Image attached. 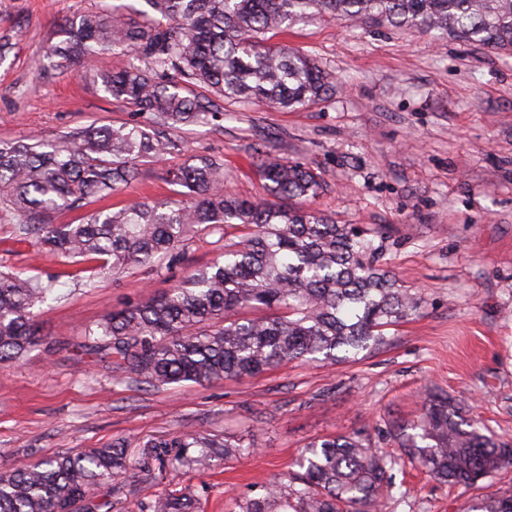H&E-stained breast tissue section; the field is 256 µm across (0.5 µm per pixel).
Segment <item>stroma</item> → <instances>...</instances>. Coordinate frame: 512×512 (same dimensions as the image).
I'll return each mask as SVG.
<instances>
[{
	"instance_id": "stroma-1",
	"label": "stroma",
	"mask_w": 512,
	"mask_h": 512,
	"mask_svg": "<svg viewBox=\"0 0 512 512\" xmlns=\"http://www.w3.org/2000/svg\"><path fill=\"white\" fill-rule=\"evenodd\" d=\"M111 2L0 0V43L10 45L0 62V140L134 120L83 73L41 69L64 20ZM275 40L315 54L333 96L288 112L239 104L233 118L187 127L185 154L142 165L109 205L172 197L165 166L189 154L223 160L230 192L256 199L266 196L258 174L265 154L302 162L325 186L308 207L381 230L390 270L423 300L419 316L354 362L156 388L85 351V327L166 292L219 257L236 230L192 238L162 269L103 276L99 260L73 264L15 241L2 211L0 268L54 278L56 290L39 317L43 344L0 367V475L120 438L127 469L97 487L95 512H139L140 503L183 489L204 512H230L235 496L288 473L312 439L359 433L378 452L395 453L387 422L417 420L430 388L462 400L466 419L512 441V56L345 21L299 22ZM180 435L238 436L254 451L198 471L177 465L175 449L148 445ZM391 475L384 512H466L484 489H512V471L468 491L408 463Z\"/></svg>"
}]
</instances>
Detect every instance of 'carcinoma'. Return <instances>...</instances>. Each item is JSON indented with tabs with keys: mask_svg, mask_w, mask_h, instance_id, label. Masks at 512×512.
I'll return each instance as SVG.
<instances>
[{
	"mask_svg": "<svg viewBox=\"0 0 512 512\" xmlns=\"http://www.w3.org/2000/svg\"><path fill=\"white\" fill-rule=\"evenodd\" d=\"M151 17L127 4L67 19L45 54L49 66L91 72L104 91L146 123L81 125L52 138L0 140V208L17 237L66 259L95 257L100 271L162 268L196 234L238 226L247 236L159 297L107 312L86 328L88 350L154 387L243 380L293 362L335 363L387 343L385 330L419 314L422 300L382 263L385 237L290 205L323 190L296 161L259 166L270 199L224 190V164L198 156L171 165L165 180L179 201H137L89 210L77 224H51L56 212L106 200L136 179L139 166L183 151L176 132L224 118V104L296 110L328 99L335 86L311 55L270 42L297 22L318 18L416 29L512 55V0H146ZM129 60L91 71L102 54ZM54 281L0 271V364L43 342L37 309ZM446 394L424 399L413 423L389 422L407 458L439 482L472 487L512 467V444L462 419ZM175 460L207 467L215 449L252 451L238 439L171 437ZM197 449L189 454V449ZM398 457V458H400ZM398 458L358 435L306 445L299 471L235 498L237 512H382L387 474ZM121 440L89 453H57L0 475V512H80L89 489L126 470ZM192 492L158 495L142 512H197ZM470 512H512V492L490 491Z\"/></svg>",
	"mask_w": 512,
	"mask_h": 512,
	"instance_id": "obj_1",
	"label": "carcinoma"
}]
</instances>
